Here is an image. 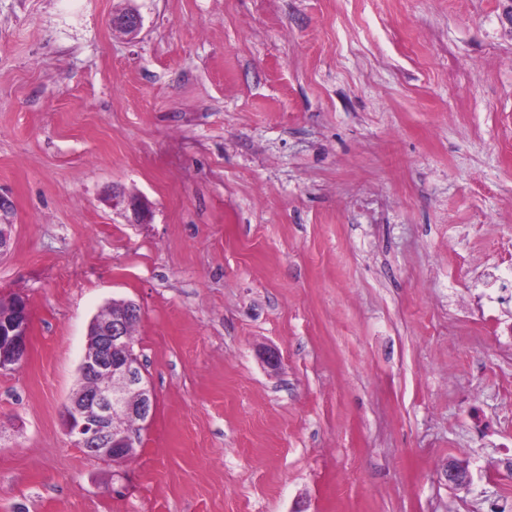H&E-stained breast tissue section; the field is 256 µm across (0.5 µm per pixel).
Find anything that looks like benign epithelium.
Instances as JSON below:
<instances>
[{"label": "benign epithelium", "instance_id": "7a95c632", "mask_svg": "<svg viewBox=\"0 0 512 512\" xmlns=\"http://www.w3.org/2000/svg\"><path fill=\"white\" fill-rule=\"evenodd\" d=\"M112 24L135 35L142 27V17L134 9L112 18ZM132 211L137 224L147 222L149 210L137 197L112 192ZM112 314L94 318L90 325L87 348L79 365L80 386L64 407L63 420L74 443L92 455L119 462L124 452L139 445L137 433L118 428L120 420L136 419L147 428L156 408V395L143 377V368L135 356L126 352L128 324L140 318L141 308L133 301L110 304ZM30 318L27 304L14 300L0 310V370L26 356L29 345ZM448 483L465 488L470 474L465 464L451 460L446 468Z\"/></svg>", "mask_w": 512, "mask_h": 512}]
</instances>
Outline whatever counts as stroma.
I'll return each mask as SVG.
<instances>
[{
    "label": "stroma",
    "mask_w": 512,
    "mask_h": 512,
    "mask_svg": "<svg viewBox=\"0 0 512 512\" xmlns=\"http://www.w3.org/2000/svg\"><path fill=\"white\" fill-rule=\"evenodd\" d=\"M0 195V512H512V0H0ZM115 300L121 464L62 418ZM0 308V370L22 361L29 345L30 318L27 304L15 299L4 312ZM19 359V360H18Z\"/></svg>",
    "instance_id": "1"
}]
</instances>
